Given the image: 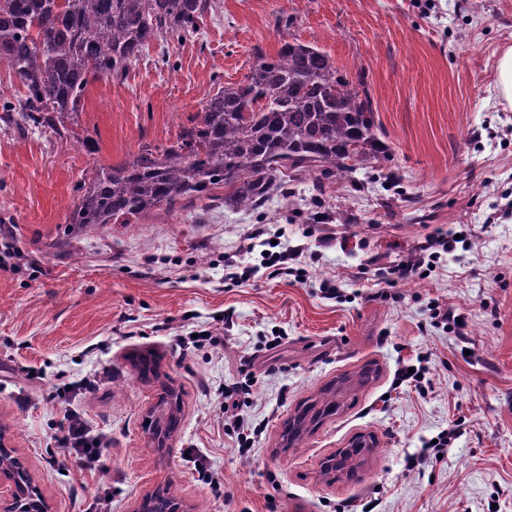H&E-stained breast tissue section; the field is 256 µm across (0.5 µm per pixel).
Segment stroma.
Instances as JSON below:
<instances>
[{
  "label": "stroma",
  "instance_id": "1",
  "mask_svg": "<svg viewBox=\"0 0 512 512\" xmlns=\"http://www.w3.org/2000/svg\"><path fill=\"white\" fill-rule=\"evenodd\" d=\"M198 40L151 45L123 80L90 86L74 136L0 128V222L24 260L0 270V433L27 466L49 512H134L175 483L189 512H512V110L496 93L500 49L512 45V0H219ZM296 39L363 75L388 160L345 179L288 174L287 195L255 212L204 200L140 224L66 233L80 187L98 164L167 145L218 90L243 81L255 51ZM96 152H88L86 142ZM265 224L303 246L307 282L224 281V256ZM469 249L442 254L431 276L394 288L385 269L437 228ZM342 296L324 297L322 280ZM439 300L466 339L430 323ZM212 328L221 347L181 351ZM428 356L427 389L395 385ZM159 380L135 377L141 358ZM371 365L301 447L284 425L321 388ZM256 380L243 412L261 429L240 455L223 399L203 382ZM182 402L168 447L144 430L162 386ZM104 434L109 469L84 470L57 448L65 412ZM447 457L407 458L449 426ZM379 453L351 477L321 463L357 436ZM218 473L211 483L201 468Z\"/></svg>",
  "mask_w": 512,
  "mask_h": 512
}]
</instances>
